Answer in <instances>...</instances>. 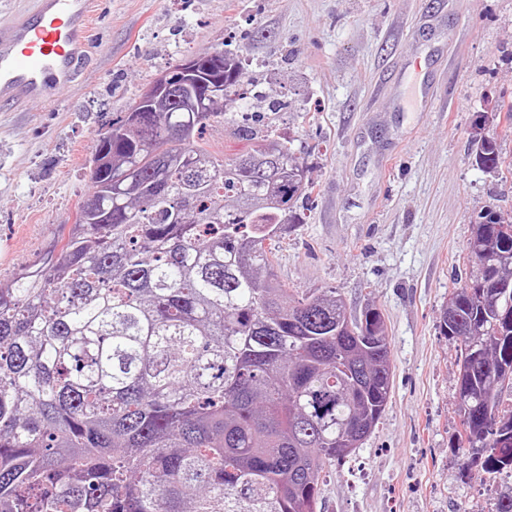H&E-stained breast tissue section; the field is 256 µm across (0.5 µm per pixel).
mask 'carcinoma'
Instances as JSON below:
<instances>
[{
  "label": "carcinoma",
  "instance_id": "cac0c4a2",
  "mask_svg": "<svg viewBox=\"0 0 512 512\" xmlns=\"http://www.w3.org/2000/svg\"><path fill=\"white\" fill-rule=\"evenodd\" d=\"M185 102L147 87L97 134L93 193L56 259L0 285V512H319L328 465L354 455L392 386L385 315L349 320L334 288L283 287L271 243L310 184L290 140L237 126L224 159L205 129L244 79L223 51ZM475 161L504 174L496 136ZM512 229L495 206L472 225L475 270L438 324L460 344L458 447L488 480L512 473ZM507 372L491 375L486 364Z\"/></svg>",
  "mask_w": 512,
  "mask_h": 512
}]
</instances>
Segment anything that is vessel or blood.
<instances>
[{"mask_svg":"<svg viewBox=\"0 0 512 512\" xmlns=\"http://www.w3.org/2000/svg\"><path fill=\"white\" fill-rule=\"evenodd\" d=\"M96 0H37L0 23V107L46 100L78 77Z\"/></svg>","mask_w":512,"mask_h":512,"instance_id":"b4317fda","label":"vessel or blood"}]
</instances>
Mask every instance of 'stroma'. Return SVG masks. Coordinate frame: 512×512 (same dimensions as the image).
I'll return each instance as SVG.
<instances>
[{
  "label": "stroma",
  "mask_w": 512,
  "mask_h": 512,
  "mask_svg": "<svg viewBox=\"0 0 512 512\" xmlns=\"http://www.w3.org/2000/svg\"><path fill=\"white\" fill-rule=\"evenodd\" d=\"M452 43L433 111L402 109L411 61ZM238 56V111L289 138L313 191L285 224V287L339 291L348 318L384 314L393 386L358 453L329 467L321 512H493L512 475L460 477L458 361L437 325L469 278L472 222L512 213V177L475 162L478 123L512 158V0H98L71 86L0 109V282L41 265L92 191L95 137L159 73L213 48ZM283 103L266 110V99Z\"/></svg>",
  "instance_id": "1"
}]
</instances>
